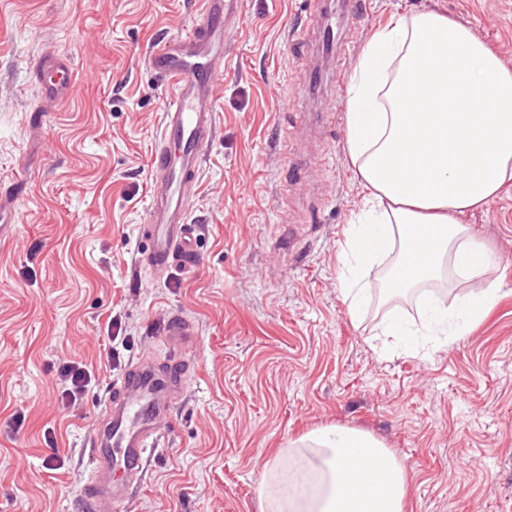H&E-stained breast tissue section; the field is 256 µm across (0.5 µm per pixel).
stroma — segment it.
Returning a JSON list of instances; mask_svg holds the SVG:
<instances>
[{"mask_svg": "<svg viewBox=\"0 0 512 512\" xmlns=\"http://www.w3.org/2000/svg\"><path fill=\"white\" fill-rule=\"evenodd\" d=\"M199 9L0 0V188L24 183L0 231V512H81L110 388L165 361L173 312L193 325V380L115 512H260L277 450L334 426L405 464L406 512H512V183L459 216L496 258L495 303L453 343L380 354L387 309L372 301L352 319L339 292L363 187L347 159V86L332 81L391 17L429 9L469 23L512 68V0H366L352 18L342 0H240L190 196L198 257L155 279L139 245L171 88L146 56ZM325 16L343 51L318 33ZM49 55L71 62L72 96H42L33 67ZM67 361L95 377L73 405L57 380Z\"/></svg>", "mask_w": 512, "mask_h": 512, "instance_id": "35a3bbf8", "label": "stroma"}]
</instances>
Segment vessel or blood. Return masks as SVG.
Returning <instances> with one entry per match:
<instances>
[{
  "label": "vessel or blood",
  "instance_id": "b4317fda",
  "mask_svg": "<svg viewBox=\"0 0 512 512\" xmlns=\"http://www.w3.org/2000/svg\"><path fill=\"white\" fill-rule=\"evenodd\" d=\"M238 3L203 0L198 23L188 33L158 44L147 57L154 73L173 87L151 153L149 203L141 228L145 263L155 275L195 251L187 193L199 177L208 140L216 130L212 88L223 74L225 54L241 33ZM35 71L47 98H67L74 92L70 62L44 59ZM164 334L175 352L174 359L163 366L166 388H159L155 370L148 364L138 365L112 385L113 399L104 424L88 440L85 512H112L123 483L140 479L166 415L164 393L180 392L190 381L191 323L181 314H171Z\"/></svg>",
  "mask_w": 512,
  "mask_h": 512
}]
</instances>
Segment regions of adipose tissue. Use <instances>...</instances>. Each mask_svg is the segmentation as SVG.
<instances>
[{"label": "adipose tissue", "mask_w": 512, "mask_h": 512, "mask_svg": "<svg viewBox=\"0 0 512 512\" xmlns=\"http://www.w3.org/2000/svg\"><path fill=\"white\" fill-rule=\"evenodd\" d=\"M347 158L367 194L342 247L340 294L351 315L369 300L364 273L393 259L387 292L447 272L486 288L448 308L425 302L414 325L392 316L383 333L409 353L428 337L454 341L498 290L493 253L456 216L512 181V69L468 24L429 10L391 20L364 46L345 100ZM288 456H312L310 476L274 473L261 512H404L409 474L372 435L327 427Z\"/></svg>", "instance_id": "adipose-tissue-1"}]
</instances>
